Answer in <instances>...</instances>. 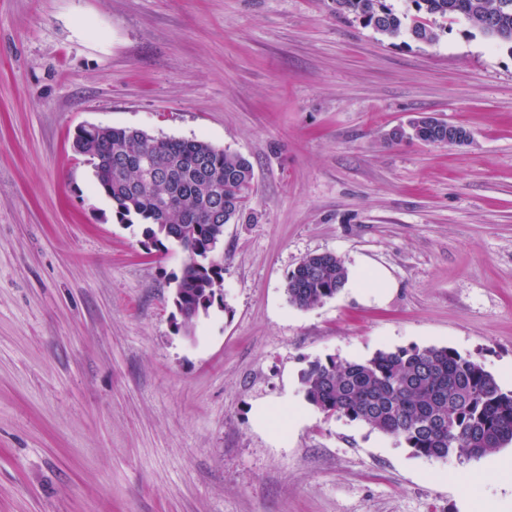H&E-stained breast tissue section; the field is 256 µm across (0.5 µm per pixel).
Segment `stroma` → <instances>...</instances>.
<instances>
[{"mask_svg": "<svg viewBox=\"0 0 512 512\" xmlns=\"http://www.w3.org/2000/svg\"><path fill=\"white\" fill-rule=\"evenodd\" d=\"M334 0H0V512H512L487 457L438 461L308 404L318 358L449 347L512 389V51ZM432 115L457 147L389 130ZM246 157L224 306L178 330L177 246L120 223L78 126ZM385 267L301 309L306 256Z\"/></svg>", "mask_w": 512, "mask_h": 512, "instance_id": "obj_1", "label": "stroma"}]
</instances>
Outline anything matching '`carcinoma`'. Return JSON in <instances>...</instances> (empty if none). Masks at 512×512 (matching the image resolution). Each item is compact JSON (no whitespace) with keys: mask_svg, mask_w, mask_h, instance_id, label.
Returning <instances> with one entry per match:
<instances>
[{"mask_svg":"<svg viewBox=\"0 0 512 512\" xmlns=\"http://www.w3.org/2000/svg\"><path fill=\"white\" fill-rule=\"evenodd\" d=\"M396 12L387 0H335L336 13L353 14L390 37L438 39L431 19H465L483 36L512 50V0H407ZM448 140V125L426 129L415 120L388 133ZM74 153L91 166L96 186L112 202L119 222L143 225V245L178 246L185 254L175 277L173 303L186 336L215 303H223L224 258L218 254L226 225L240 218L254 191V172L243 156L188 138L148 136L137 129L82 127ZM347 269L332 253L304 258L288 273L291 305L308 308L335 297ZM305 400L328 417L363 423L391 436L413 455L479 458L512 444V390L485 366L448 347L379 350L362 362L333 356L309 363L301 376Z\"/></svg>","mask_w":512,"mask_h":512,"instance_id":"carcinoma-1","label":"carcinoma"}]
</instances>
